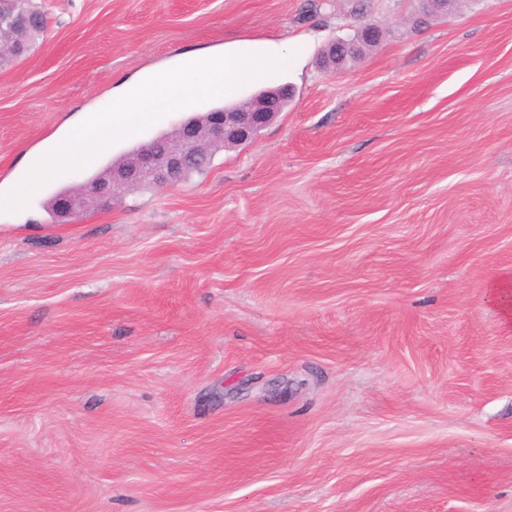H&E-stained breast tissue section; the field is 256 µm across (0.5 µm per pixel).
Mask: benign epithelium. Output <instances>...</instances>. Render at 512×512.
Returning <instances> with one entry per match:
<instances>
[{
  "mask_svg": "<svg viewBox=\"0 0 512 512\" xmlns=\"http://www.w3.org/2000/svg\"><path fill=\"white\" fill-rule=\"evenodd\" d=\"M377 36L378 29L366 25L353 39L334 40L325 56V68L330 72L337 71L348 56L361 45L375 41ZM287 98L286 89H273L243 104L209 112L200 122L180 123L177 140L157 139L150 148L112 166L110 174L102 181L92 185L84 183L60 196L56 205L57 216L70 218L90 202L100 208L109 207L123 188L146 178L158 186L175 184L187 162V148L204 143L229 147L250 141L273 121L280 112V102Z\"/></svg>",
  "mask_w": 512,
  "mask_h": 512,
  "instance_id": "benign-epithelium-1",
  "label": "benign epithelium"
}]
</instances>
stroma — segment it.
<instances>
[{"label": "stroma", "mask_w": 512, "mask_h": 512, "mask_svg": "<svg viewBox=\"0 0 512 512\" xmlns=\"http://www.w3.org/2000/svg\"><path fill=\"white\" fill-rule=\"evenodd\" d=\"M36 3L0 65L4 190L187 49L302 52L206 172L55 219L86 169L0 213V512H512V0ZM14 2V17L17 12L27 17V24L29 28L28 38L29 42L38 36L44 30V19L41 11L35 5L33 0H15ZM377 36L378 29L373 25H366L357 32L355 39L338 38L334 40L325 56V68L329 72H336L348 56L353 54L362 44L375 41ZM512 274L503 272L496 276L491 282V294L494 301L500 306L504 321L507 325L512 320V293L510 291V282Z\"/></svg>", "instance_id": "1"}]
</instances>
